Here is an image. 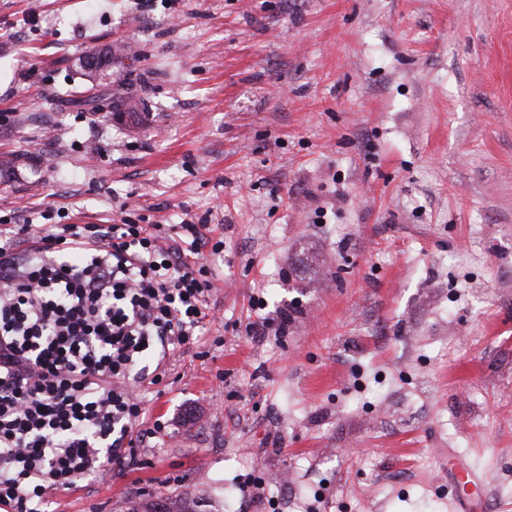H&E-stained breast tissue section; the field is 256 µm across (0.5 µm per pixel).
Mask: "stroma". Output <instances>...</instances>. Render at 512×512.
I'll return each mask as SVG.
<instances>
[{
    "label": "stroma",
    "mask_w": 512,
    "mask_h": 512,
    "mask_svg": "<svg viewBox=\"0 0 512 512\" xmlns=\"http://www.w3.org/2000/svg\"><path fill=\"white\" fill-rule=\"evenodd\" d=\"M4 153L16 223L224 241L164 430L59 512H512V0H0Z\"/></svg>",
    "instance_id": "35a3bbf8"
}]
</instances>
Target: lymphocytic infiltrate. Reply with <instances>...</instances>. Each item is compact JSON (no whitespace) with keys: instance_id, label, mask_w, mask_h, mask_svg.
Returning <instances> with one entry per match:
<instances>
[{"instance_id":"lymphocytic-infiltrate-1","label":"lymphocytic infiltrate","mask_w":512,"mask_h":512,"mask_svg":"<svg viewBox=\"0 0 512 512\" xmlns=\"http://www.w3.org/2000/svg\"><path fill=\"white\" fill-rule=\"evenodd\" d=\"M0 223V505L125 470L154 429L142 391L196 343L215 288L200 225Z\"/></svg>"}]
</instances>
